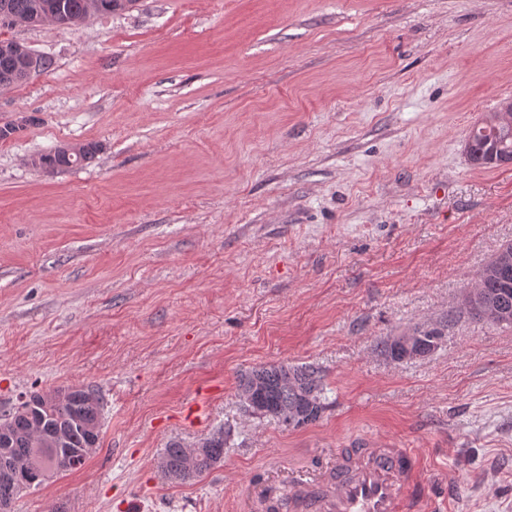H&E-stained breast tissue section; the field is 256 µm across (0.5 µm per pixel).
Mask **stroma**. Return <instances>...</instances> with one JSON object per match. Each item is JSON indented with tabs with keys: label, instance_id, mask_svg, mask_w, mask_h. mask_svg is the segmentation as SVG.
<instances>
[{
	"label": "stroma",
	"instance_id": "obj_1",
	"mask_svg": "<svg viewBox=\"0 0 512 512\" xmlns=\"http://www.w3.org/2000/svg\"><path fill=\"white\" fill-rule=\"evenodd\" d=\"M0 40L52 61L0 89V412L104 405L99 450L13 512H242L362 441L417 449L439 512H512V328L462 305L512 243V164L465 150L512 100V0H136ZM447 316L428 357L376 348ZM274 363L322 368L319 421L243 411ZM218 430L223 463L164 474ZM63 145L56 147L53 151L34 157V159L40 162L39 168L48 171H58L68 168L78 161H90L99 152V145L89 142L80 144V155H72L68 157L67 152L61 148Z\"/></svg>",
	"mask_w": 512,
	"mask_h": 512
}]
</instances>
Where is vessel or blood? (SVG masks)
<instances>
[{"label": "vessel or blood", "instance_id": "1", "mask_svg": "<svg viewBox=\"0 0 512 512\" xmlns=\"http://www.w3.org/2000/svg\"><path fill=\"white\" fill-rule=\"evenodd\" d=\"M425 462L410 448H340L299 480L290 512H420Z\"/></svg>", "mask_w": 512, "mask_h": 512}]
</instances>
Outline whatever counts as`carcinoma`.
<instances>
[{"mask_svg":"<svg viewBox=\"0 0 512 512\" xmlns=\"http://www.w3.org/2000/svg\"><path fill=\"white\" fill-rule=\"evenodd\" d=\"M91 0H0V23L13 18L35 15L46 9L56 11L63 28L78 27ZM29 73L17 68L9 56L0 55V88L23 82ZM498 145L500 153L512 156V125L485 120L471 131L467 153L479 167H494L487 161L484 146ZM99 152V145H81L80 154L67 155L61 147L40 154V168L58 171L78 161H89ZM483 268L479 281L485 300L495 304L505 325L512 327V269L491 276ZM449 320L414 327L420 337V354L426 357L439 345ZM379 352L391 362H402L405 352L394 338L385 337L377 344ZM242 407L257 418H269L292 427L309 425L319 420L327 409L323 370L314 364H270L251 369L239 377ZM32 392L9 413L0 416V500H14L21 492L40 487L47 474L54 476L81 467L99 448L102 430L103 402L98 389L91 386L70 387L49 408L40 407ZM224 461V433L218 432L202 441L194 456L180 443L173 442L162 457L161 468L173 481L187 482L201 477Z\"/></svg>","mask_w":512,"mask_h":512,"instance_id":"obj_1","label":"carcinoma"}]
</instances>
